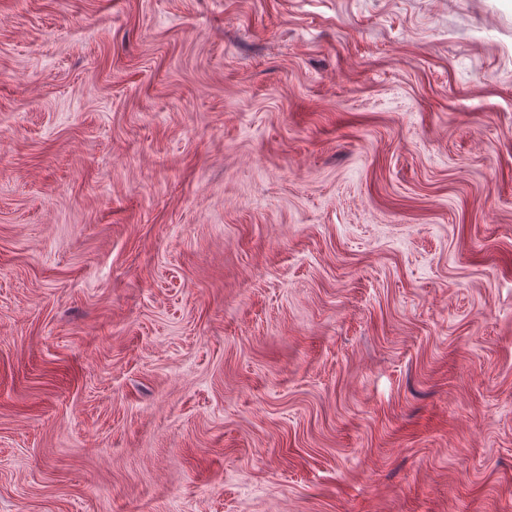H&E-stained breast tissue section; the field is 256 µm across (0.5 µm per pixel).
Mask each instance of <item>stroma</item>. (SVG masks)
<instances>
[{
    "mask_svg": "<svg viewBox=\"0 0 512 512\" xmlns=\"http://www.w3.org/2000/svg\"><path fill=\"white\" fill-rule=\"evenodd\" d=\"M0 512H512V0H0Z\"/></svg>",
    "mask_w": 512,
    "mask_h": 512,
    "instance_id": "1",
    "label": "stroma"
}]
</instances>
